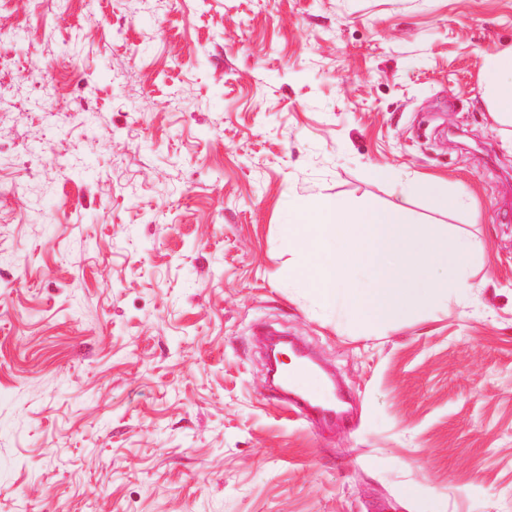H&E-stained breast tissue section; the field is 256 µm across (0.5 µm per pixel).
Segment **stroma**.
Masks as SVG:
<instances>
[{
    "label": "stroma",
    "instance_id": "1",
    "mask_svg": "<svg viewBox=\"0 0 512 512\" xmlns=\"http://www.w3.org/2000/svg\"><path fill=\"white\" fill-rule=\"evenodd\" d=\"M0 33V512H512V0H9ZM409 175L470 199L406 204L476 242L470 299L337 326L289 214ZM270 329L346 416L273 398ZM481 59L486 75L483 100L494 122L508 131L512 127V48L483 52Z\"/></svg>",
    "mask_w": 512,
    "mask_h": 512
}]
</instances>
